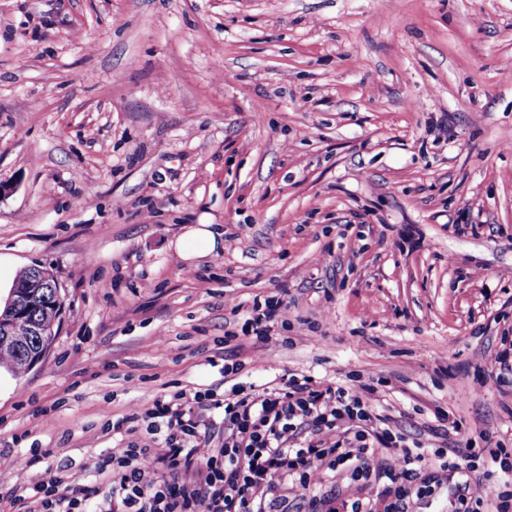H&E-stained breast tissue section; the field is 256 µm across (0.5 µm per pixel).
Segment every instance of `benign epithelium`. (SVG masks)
Masks as SVG:
<instances>
[{
	"label": "benign epithelium",
	"mask_w": 512,
	"mask_h": 512,
	"mask_svg": "<svg viewBox=\"0 0 512 512\" xmlns=\"http://www.w3.org/2000/svg\"><path fill=\"white\" fill-rule=\"evenodd\" d=\"M45 288L51 289L52 294L44 297L43 303L54 308L57 313H62L63 302L57 279L49 270L39 268L30 276L16 281L4 307L0 308V342L25 341V337L17 335L19 326L24 322L28 323L30 336L55 335V326L58 321L35 322L28 317L30 304ZM49 350L50 346L42 344L39 349L22 354L24 367L30 371L41 364Z\"/></svg>",
	"instance_id": "benign-epithelium-1"
}]
</instances>
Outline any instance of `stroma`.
Listing matches in <instances>:
<instances>
[{
	"label": "stroma",
	"instance_id": "stroma-1",
	"mask_svg": "<svg viewBox=\"0 0 512 512\" xmlns=\"http://www.w3.org/2000/svg\"><path fill=\"white\" fill-rule=\"evenodd\" d=\"M0 183V253L65 304L0 371V512L107 489L127 417L234 362L374 385L414 440L456 447L437 407L512 439V0H0ZM194 224L224 247L187 262ZM278 304L279 301L265 300L263 308L259 302H255L249 317L245 320V333L250 334L256 341H265L272 331L274 317L280 306ZM62 483L60 478L55 477L47 482H42L34 486L33 490L36 492L35 495L28 497L20 496V498L26 500L36 497L32 502L36 504L38 510H33V512H58L56 507L62 500L61 496H59Z\"/></svg>",
	"mask_w": 512,
	"mask_h": 512
}]
</instances>
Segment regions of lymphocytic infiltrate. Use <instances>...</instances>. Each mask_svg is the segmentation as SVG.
<instances>
[{
  "label": "lymphocytic infiltrate",
  "mask_w": 512,
  "mask_h": 512,
  "mask_svg": "<svg viewBox=\"0 0 512 512\" xmlns=\"http://www.w3.org/2000/svg\"><path fill=\"white\" fill-rule=\"evenodd\" d=\"M373 393L294 375L260 389L234 385L208 404L222 413L218 447L200 432L201 394L157 400L143 416L145 441L109 449L102 460L112 473V512H288L281 494L287 479L307 499L308 512H319L328 496L318 476L340 466L364 488L385 480L380 512H403L410 498L435 494L434 465L469 468L480 485L497 480L495 512H512V455L502 440L486 432L468 436L455 421L462 448L444 454L408 440L378 411ZM381 449L391 461L378 468L374 456Z\"/></svg>",
  "instance_id": "lymphocytic-infiltrate-1"
}]
</instances>
